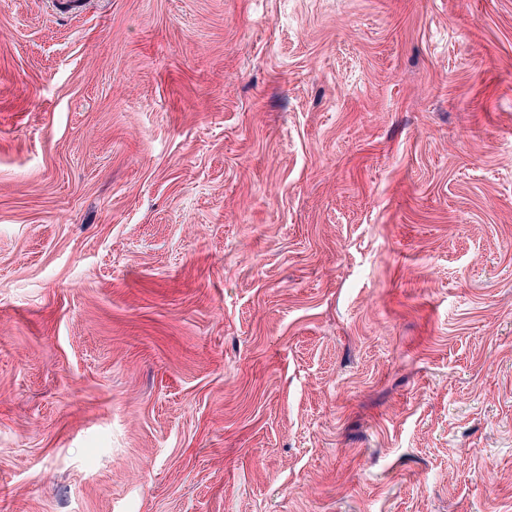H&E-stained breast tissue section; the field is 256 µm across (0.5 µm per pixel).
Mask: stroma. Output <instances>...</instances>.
Listing matches in <instances>:
<instances>
[{
	"label": "stroma",
	"mask_w": 512,
	"mask_h": 512,
	"mask_svg": "<svg viewBox=\"0 0 512 512\" xmlns=\"http://www.w3.org/2000/svg\"><path fill=\"white\" fill-rule=\"evenodd\" d=\"M0 0V512H512V0Z\"/></svg>",
	"instance_id": "obj_1"
}]
</instances>
